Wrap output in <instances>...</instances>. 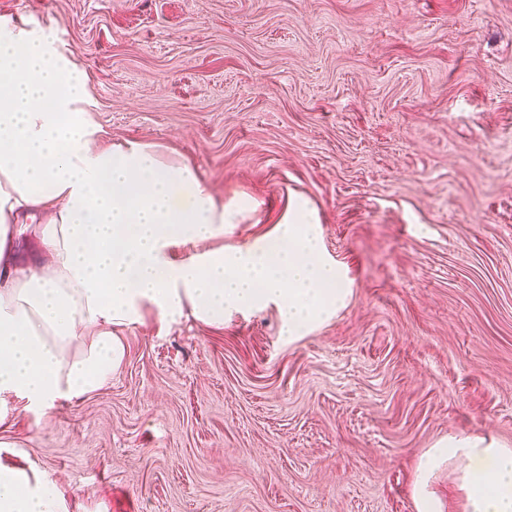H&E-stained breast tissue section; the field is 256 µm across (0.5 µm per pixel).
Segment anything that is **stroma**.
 I'll use <instances>...</instances> for the list:
<instances>
[{"label": "stroma", "instance_id": "stroma-1", "mask_svg": "<svg viewBox=\"0 0 512 512\" xmlns=\"http://www.w3.org/2000/svg\"><path fill=\"white\" fill-rule=\"evenodd\" d=\"M58 36L107 143L156 145L270 233L293 196L347 306L153 317L110 382L19 413L0 462L67 512H416L438 440L512 448V0H0Z\"/></svg>", "mask_w": 512, "mask_h": 512}]
</instances>
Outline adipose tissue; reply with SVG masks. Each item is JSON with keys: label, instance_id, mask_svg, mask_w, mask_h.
Segmentation results:
<instances>
[{"label": "adipose tissue", "instance_id": "1", "mask_svg": "<svg viewBox=\"0 0 512 512\" xmlns=\"http://www.w3.org/2000/svg\"><path fill=\"white\" fill-rule=\"evenodd\" d=\"M85 69L57 35L0 20V424L101 388L122 364L123 330L154 313L220 326L276 306L282 333L312 332L350 294L326 256L320 221L293 199L269 241L210 247L247 201L218 203L190 165L151 144L104 143L88 118ZM40 236L50 260L22 265L15 243ZM462 460L464 512H512V448L449 437L423 454L417 512H446L433 479ZM0 512H65L55 485L0 466Z\"/></svg>", "mask_w": 512, "mask_h": 512}]
</instances>
